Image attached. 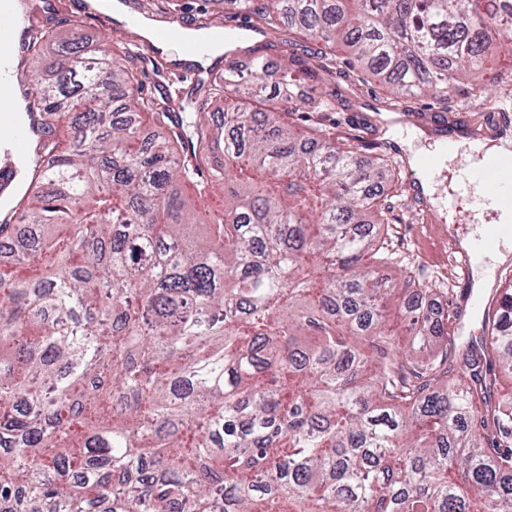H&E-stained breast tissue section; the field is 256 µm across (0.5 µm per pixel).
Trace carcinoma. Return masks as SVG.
Returning a JSON list of instances; mask_svg holds the SVG:
<instances>
[{"label": "carcinoma", "instance_id": "carcinoma-1", "mask_svg": "<svg viewBox=\"0 0 512 512\" xmlns=\"http://www.w3.org/2000/svg\"><path fill=\"white\" fill-rule=\"evenodd\" d=\"M290 54L209 80L177 130L112 52L36 35L42 164L0 220V512H512V281L483 336L383 230L381 162L319 122L357 69L438 100L512 58V0H225ZM221 152L224 162L214 164ZM224 191V214L197 201Z\"/></svg>", "mask_w": 512, "mask_h": 512}]
</instances>
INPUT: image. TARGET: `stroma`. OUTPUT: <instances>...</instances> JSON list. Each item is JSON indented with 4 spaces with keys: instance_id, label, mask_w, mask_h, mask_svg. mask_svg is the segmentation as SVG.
I'll list each match as a JSON object with an SVG mask.
<instances>
[{
    "instance_id": "35a3bbf8",
    "label": "stroma",
    "mask_w": 512,
    "mask_h": 512,
    "mask_svg": "<svg viewBox=\"0 0 512 512\" xmlns=\"http://www.w3.org/2000/svg\"><path fill=\"white\" fill-rule=\"evenodd\" d=\"M144 0H126L129 11L148 12L149 16L178 23L185 28L234 26L247 32L253 20L242 12L225 11L216 0H167L157 8L145 9ZM35 17L33 23L50 28L59 35L77 36L92 47L100 46L102 29L113 27L107 14L85 11L81 0H28ZM116 46L134 44L138 55L131 62L139 80L143 97H172L179 104L184 123L196 120L197 107L192 100L196 71L168 61L149 42L137 40L133 32L118 36ZM325 89L336 90L346 101L343 109L324 114L323 124L333 136L359 138L361 157L381 153L385 162L379 184L400 216V223L390 225L388 240L399 253L402 267L424 283L453 287L455 292L471 291V283L463 281L460 267L450 266L452 257L462 249L460 241L484 231L493 218L483 212L477 200L468 205L448 209L443 200L448 196L449 180L457 161L435 179L433 196L409 192L407 185L419 181L420 173L410 163V148L426 149L445 132L453 136L496 139L501 135L499 104L512 105V76L484 83L481 91H457L447 104L425 96L411 101L408 107L383 106V93L377 86L353 78L325 81Z\"/></svg>"
}]
</instances>
